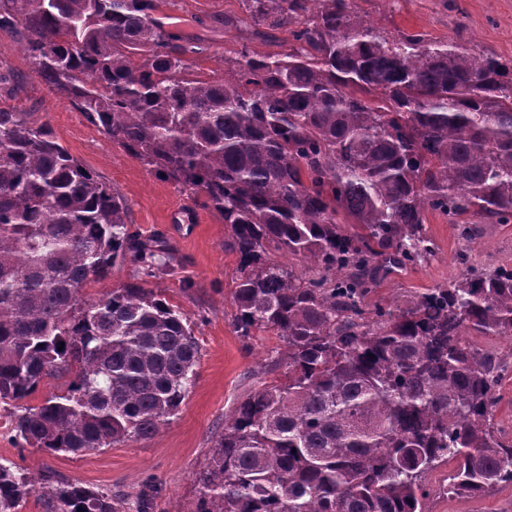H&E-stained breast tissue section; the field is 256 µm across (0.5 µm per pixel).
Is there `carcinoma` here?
I'll return each mask as SVG.
<instances>
[{"label":"carcinoma","instance_id":"cac0c4a2","mask_svg":"<svg viewBox=\"0 0 512 512\" xmlns=\"http://www.w3.org/2000/svg\"><path fill=\"white\" fill-rule=\"evenodd\" d=\"M240 22L293 27L275 55L244 44L224 75L187 78L193 40L158 0H0L32 72L113 143L230 227L233 328L275 332L284 378L251 390L193 477L187 512H429L448 461L452 497L512 485L495 423L512 352V268L470 266L446 286L371 301L396 268L435 253L427 213L512 222V61L392 34L357 0H241ZM305 262L266 258L269 247ZM128 260L175 256L130 230L120 194L32 112L0 106V403L49 454L146 441L185 401L201 348L178 307L137 282L81 290ZM67 389L23 404L46 377ZM123 512L78 481L0 462V512ZM146 486L136 512H154Z\"/></svg>","mask_w":512,"mask_h":512}]
</instances>
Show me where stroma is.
Segmentation results:
<instances>
[{"instance_id":"obj_1","label":"stroma","mask_w":512,"mask_h":512,"mask_svg":"<svg viewBox=\"0 0 512 512\" xmlns=\"http://www.w3.org/2000/svg\"><path fill=\"white\" fill-rule=\"evenodd\" d=\"M361 7L389 32L453 39L474 56L512 60V0H363ZM159 14L204 46V54L191 58L196 79L222 75L225 59L234 57L242 44L260 54L280 53L289 46L287 29L261 38L236 25L242 15L240 0H161ZM24 46L15 30L0 28V96L47 122L74 157L121 194L131 229L145 236L163 233L181 261L177 273L158 277L144 275L132 262L116 263L108 279L85 286L84 299H98L139 279L179 306L194 328L201 358L181 409L153 438L81 455H52L21 445L0 410V459L39 478L54 474L112 492L124 500L126 512H135L141 487L152 483L161 489L156 512H185L195 496L193 475L206 463L225 419L250 390L273 380L269 368L281 341L262 329L247 339L233 330L238 256L226 246L229 231L223 217L112 144L69 99L32 73ZM471 223L476 234L466 240L446 217L428 214L425 227L436 245L435 256L395 270L380 283L376 298L447 285L463 271L457 260L463 252L471 264L484 269L512 267V223L488 224L477 217ZM428 507L429 512H512V486L490 496H434Z\"/></svg>"}]
</instances>
